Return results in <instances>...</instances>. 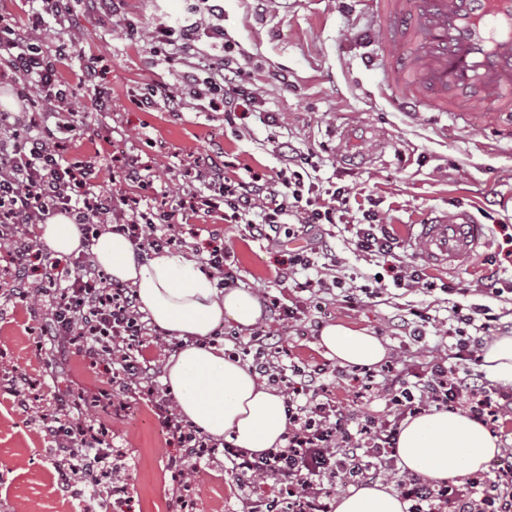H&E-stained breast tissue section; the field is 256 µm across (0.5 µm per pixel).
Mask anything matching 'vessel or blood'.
Returning <instances> with one entry per match:
<instances>
[{"label":"vessel or blood","mask_w":512,"mask_h":512,"mask_svg":"<svg viewBox=\"0 0 512 512\" xmlns=\"http://www.w3.org/2000/svg\"><path fill=\"white\" fill-rule=\"evenodd\" d=\"M382 38L372 63L386 99L405 112H448L466 121L480 99L484 126L512 112V0H364ZM384 136L359 123L340 140L371 157ZM427 261H470L487 239L467 211L422 225L416 236Z\"/></svg>","instance_id":"obj_1"}]
</instances>
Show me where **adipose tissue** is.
I'll return each instance as SVG.
<instances>
[{
  "label": "adipose tissue",
  "instance_id": "adipose-tissue-1",
  "mask_svg": "<svg viewBox=\"0 0 512 512\" xmlns=\"http://www.w3.org/2000/svg\"><path fill=\"white\" fill-rule=\"evenodd\" d=\"M39 240L60 259L89 253L112 282L133 286L139 310L153 326L183 340L165 366L164 380L184 422L255 454L284 445L288 420L280 391L260 382L249 366L203 343L224 320L255 324L263 314L258 298L241 288H218L191 258L164 253L137 259L129 239L112 229L86 240L65 214L40 225ZM318 345L343 368L373 366L388 354L381 337L336 323L321 328ZM500 451L497 437L481 423L437 408L403 420L396 442L403 471L433 483L481 470ZM406 509L400 495L381 483L351 489L334 502V512Z\"/></svg>",
  "mask_w": 512,
  "mask_h": 512
}]
</instances>
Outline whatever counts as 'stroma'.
Segmentation results:
<instances>
[{
  "label": "stroma",
  "instance_id": "obj_1",
  "mask_svg": "<svg viewBox=\"0 0 512 512\" xmlns=\"http://www.w3.org/2000/svg\"><path fill=\"white\" fill-rule=\"evenodd\" d=\"M188 5L189 0H120L117 16L108 18L85 13L82 0H75L78 19L73 25L63 30L50 20L37 33L51 49L60 39L72 42L73 56L56 63L82 126L66 152L93 165L96 194L111 195L115 156H138L150 163L152 182L144 195L151 202L181 194L180 172L190 157L220 153L239 168L272 173L281 167L279 144L310 149L317 155L315 175L323 189H348L350 215L374 210L402 241L404 261L419 259L418 247L407 234L409 225L459 208L487 224L488 244L469 263L452 268L429 265L425 273L435 283L453 281L463 287L498 279L505 293L484 297L483 302L503 321H512V256L505 254L500 230L504 224L512 228V140L476 122L464 124L438 112L411 116L387 102L379 93L381 75L369 64L378 46L361 0H220L224 40L266 102L265 111L246 113L236 130L225 129L223 113L206 110L178 71L156 64L150 52L153 30L163 23H183ZM131 22L139 31L134 40L127 35ZM83 55L100 62L95 82L83 80ZM145 87L178 92L181 109L140 111L132 99ZM23 89L19 75L0 64V96H9L7 110H23L28 118L45 121L48 104L42 94L32 92L23 102L18 98ZM99 97L108 100V111L92 109ZM357 120L375 125L388 141L371 161L350 164L339 157L342 145L336 131ZM216 227L224 233L237 287L254 293L262 305L295 293V281L305 280L302 272L293 280L284 276L295 244L254 237L246 225L224 223L217 213H199L180 226L173 253L203 260L207 231ZM327 231L340 264L325 270L324 276L341 280V287L331 288L319 300L297 293V321L267 313L244 329L224 321L225 336L218 346L232 348L231 333L246 338L265 330L279 336L287 350L280 364L324 368L329 361L317 345L319 330L336 323L374 331L387 343L388 363L422 371L442 334L454 326L451 301L438 291L426 294L392 286L366 295L364 289L373 286L375 276L385 275V265L359 256L344 224L329 225ZM9 266L7 256L0 254V379L23 373L31 387L23 406L0 389V512H101L89 498H60L51 452L55 442L39 422L58 396L83 391L88 394L82 402L84 414L108 428L113 447L127 451L123 475L132 512H171L180 490L169 461L179 449L161 428L151 404L130 397L125 409L116 413L96 407L92 395L111 391L112 369L89 366L80 355H69L64 370L51 369L52 354L39 345L43 304L10 296ZM349 292L355 296L351 304L344 300ZM413 308L431 316L425 339L390 326L395 314ZM364 380L363 370H345L335 380V396L357 414L383 413V401L364 398ZM193 480L197 494L192 512H238L242 491L225 471L223 449L202 459Z\"/></svg>",
  "mask_w": 512,
  "mask_h": 512
}]
</instances>
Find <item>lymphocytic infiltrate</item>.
<instances>
[{"label": "lymphocytic infiltrate", "mask_w": 512, "mask_h": 512, "mask_svg": "<svg viewBox=\"0 0 512 512\" xmlns=\"http://www.w3.org/2000/svg\"><path fill=\"white\" fill-rule=\"evenodd\" d=\"M71 15L69 0H36L26 27L0 21V63L34 87L52 93L55 100L50 128L29 125L16 113L0 111V243L8 242L7 255L18 270H37L36 284L45 301L43 334L58 359L76 352L90 363L115 365L113 384L127 392L146 388L165 431L182 448L191 449L192 460L198 461L215 443L179 421L169 394L155 389V374L142 354L150 334L134 292L107 282L90 260L79 257L67 267L34 249L38 226L60 213L84 227L94 219L111 218L115 231L132 241L140 257L161 252L175 238L168 210L158 209L150 218L141 210L138 197L88 196L85 186L90 165L69 161L61 152L63 142L76 136L77 126L65 106L67 91L34 34L46 18L63 23ZM204 37L223 39L224 29L199 20L160 26L152 33L151 53L158 63L179 69L184 80L204 86L208 108L223 113L225 123L231 125L238 114L258 111L261 103L249 89L250 76L241 64L228 52L221 56L205 53L199 46ZM283 158L282 168L269 178L230 174L228 167L208 156L193 160L185 177L200 189L181 201L183 218L203 210L220 212L225 223L249 221L251 230L264 237L280 233L285 217L292 216L311 250L331 257L332 249L320 228L346 212L345 191L338 188L322 194L311 174L316 167L312 153L292 148ZM351 234L356 252L383 259L394 286L426 292L438 289L458 296L452 319L473 333L467 340L437 349L424 374L412 379L398 374L378 386L377 394L386 400L392 420L375 416L355 420L335 402H323L311 394L289 398L286 403V446L256 456L225 444L224 462L245 490L241 512H331L330 487L337 472H344L355 483L384 478L385 457L395 444L398 420L429 406L461 407L472 416L485 412L499 418L512 413V391L485 389L472 369L491 336L501 329L499 315L469 301L471 295H487V286L461 288L452 282L441 286L428 282L421 266L399 259L396 239L372 211L363 212ZM57 429L65 430L71 452L90 455L112 448L111 441L93 425L74 421L70 413L57 412L45 421L46 433ZM261 478L291 488L292 498L283 510H275L266 497L252 496L251 489ZM397 488L408 504L407 512H512V468L485 472L479 480L459 477L440 490L406 473Z\"/></svg>", "instance_id": "lymphocytic-infiltrate-1"}]
</instances>
